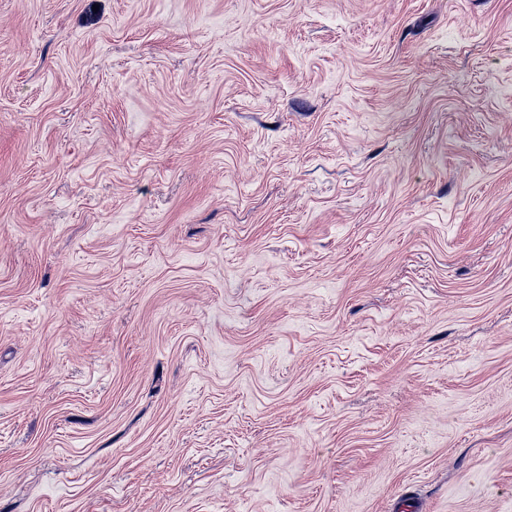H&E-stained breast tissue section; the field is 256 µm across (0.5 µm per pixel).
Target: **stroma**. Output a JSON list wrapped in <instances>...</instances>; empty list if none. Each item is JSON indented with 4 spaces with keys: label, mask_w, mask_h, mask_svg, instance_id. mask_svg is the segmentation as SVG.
Returning a JSON list of instances; mask_svg holds the SVG:
<instances>
[{
    "label": "stroma",
    "mask_w": 512,
    "mask_h": 512,
    "mask_svg": "<svg viewBox=\"0 0 512 512\" xmlns=\"http://www.w3.org/2000/svg\"><path fill=\"white\" fill-rule=\"evenodd\" d=\"M512 512V0H0V512Z\"/></svg>",
    "instance_id": "stroma-1"
}]
</instances>
